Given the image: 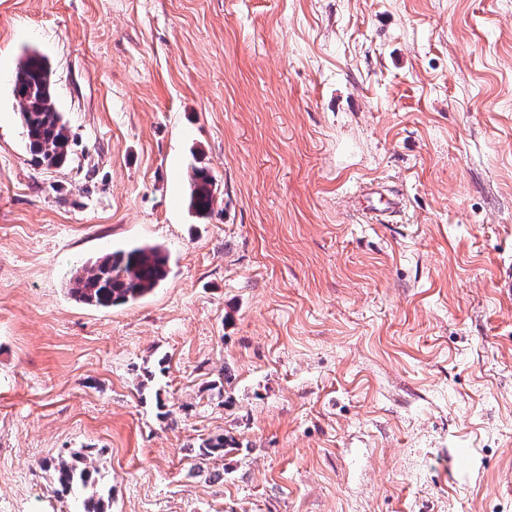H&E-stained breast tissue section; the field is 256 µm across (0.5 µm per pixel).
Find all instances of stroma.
I'll return each instance as SVG.
<instances>
[{"mask_svg":"<svg viewBox=\"0 0 512 512\" xmlns=\"http://www.w3.org/2000/svg\"><path fill=\"white\" fill-rule=\"evenodd\" d=\"M137 245L146 297L69 294ZM509 264L512 0H0V512L80 448L108 512H512ZM15 75L13 92L33 162L46 167L63 165L69 156V136L55 105L52 84H46L42 57L28 54ZM189 206L199 218L205 219L214 211L216 184L205 167H193L190 175ZM169 273V258L158 246H135L108 252L77 270L69 289L79 302L112 308L151 293Z\"/></svg>","mask_w":512,"mask_h":512,"instance_id":"stroma-1","label":"stroma"}]
</instances>
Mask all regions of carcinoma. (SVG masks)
I'll return each instance as SVG.
<instances>
[{"instance_id": "cac0c4a2", "label": "carcinoma", "mask_w": 512, "mask_h": 512, "mask_svg": "<svg viewBox=\"0 0 512 512\" xmlns=\"http://www.w3.org/2000/svg\"><path fill=\"white\" fill-rule=\"evenodd\" d=\"M19 80L13 86L19 101L20 119L28 151L35 164L49 167L63 165L69 156V136L58 112L53 88L46 84L43 59L29 54L16 71ZM216 184L205 167L192 168L189 206L199 218L214 211ZM169 273V258L158 246H135L108 252L82 266L73 281L82 284L70 288L79 302L112 308L134 302L151 293ZM227 441L222 435L204 440L198 446V456L222 457ZM41 467L53 474L63 494L81 488H93L98 470L87 463V454L73 451L44 460ZM104 496L94 490L77 497L76 512H106Z\"/></svg>"}]
</instances>
